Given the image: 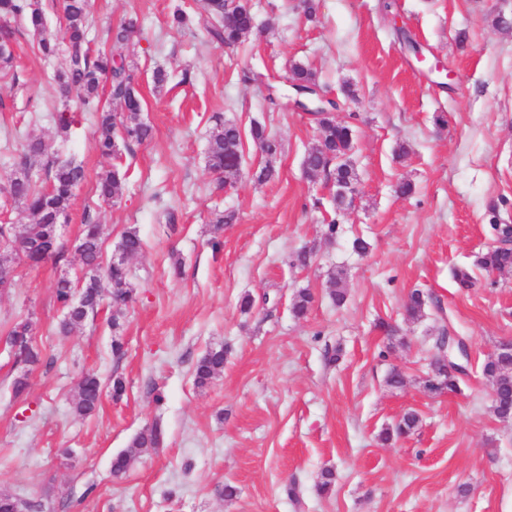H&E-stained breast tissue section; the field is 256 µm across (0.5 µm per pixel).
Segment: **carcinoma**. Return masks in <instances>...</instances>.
<instances>
[{
    "label": "carcinoma",
    "mask_w": 512,
    "mask_h": 512,
    "mask_svg": "<svg viewBox=\"0 0 512 512\" xmlns=\"http://www.w3.org/2000/svg\"><path fill=\"white\" fill-rule=\"evenodd\" d=\"M204 10L215 24L209 29L212 38L226 47L242 41L255 26V18L244 0H203ZM60 22L64 30V43L46 33L45 16L40 0H0V20L3 21V41L8 42L11 31L8 23L22 20L37 36L38 53L47 60L56 62L54 80L62 97L72 94L80 97L83 110L96 114V147L105 158H119L120 149H130L152 137V128L142 121L143 98L140 95L132 70L126 64L125 48L139 26L138 17L123 19L112 29V50L93 52L88 39L90 28L89 0H59ZM291 78L300 87L316 85V76L308 68L295 63L291 66ZM106 93L111 101L121 107L114 112L100 106L101 94ZM317 122V143L304 156L306 173L315 178L321 174L330 175L337 187L345 192L338 194L334 203L343 210L352 205L353 184L357 175L349 160L353 148V129L336 121L332 112H315ZM252 140L262 152L272 157L278 152L279 144L264 126L254 124L250 129ZM49 155V146L40 138L30 136L22 143L18 167L20 172L12 179L10 198L13 203L23 206L33 216V222L15 230L11 224H0V243L4 244L3 254L9 256L16 251L18 239L40 241L37 254H23L18 258L29 266H36L48 260L54 262L64 255V243L60 240L58 224L67 217L74 189L85 180L84 169L67 161L48 162L43 182L33 179L30 174V159ZM242 158V133L237 125L224 122L216 125L210 134L207 148L208 168L223 179L235 177L240 172ZM125 172L118 164L100 173L96 179L95 192L98 197L110 202L120 195ZM491 229L501 245L489 249L477 260V265L488 273H502L512 270V248L507 246L512 238V224H493ZM102 225L91 217L81 224L74 249L81 262L80 275L76 278L60 277L54 285L55 299L63 312L59 323L62 333H69L83 323L104 301L115 307L112 329L120 328L121 307L132 299V271L128 263L102 264ZM117 249L126 258L138 255L143 249V240L138 231L130 228L122 234ZM312 303V294L307 289L299 290L293 299L292 312L300 317L307 313ZM425 299L419 292L409 296L405 310L408 317L422 316ZM7 343L25 371L13 381L14 395L27 393L28 372L44 364L42 351L33 339V324L28 319L20 320L11 327ZM465 344L464 337L457 338L445 333L434 340L433 363L442 375L441 381L448 384V390L459 388L460 377L448 373V348L451 344ZM226 351L224 347L208 349L195 366V381L203 387L210 384L224 371ZM482 372L496 383L498 398L494 401L493 412L499 418L512 415V354H492L483 364ZM102 384L97 376L85 373L78 379V393L74 412L86 417L94 413L100 402ZM418 423V416L406 413L395 425L394 432H385L382 440L391 434L403 436L411 433ZM162 442V433L156 427H146L136 434L129 449L117 454L112 460V472L124 473L136 459V451L143 448H157Z\"/></svg>",
    "instance_id": "obj_1"
}]
</instances>
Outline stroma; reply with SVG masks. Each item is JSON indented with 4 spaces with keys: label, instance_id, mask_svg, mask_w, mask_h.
<instances>
[{
    "label": "stroma",
    "instance_id": "obj_1",
    "mask_svg": "<svg viewBox=\"0 0 512 512\" xmlns=\"http://www.w3.org/2000/svg\"><path fill=\"white\" fill-rule=\"evenodd\" d=\"M248 2L259 28L229 49L211 39L198 0H91L93 49L110 50L109 28L139 17L127 61L140 117L153 128L124 154L122 194L109 203L95 194L112 162L96 148L94 119L77 97H61L54 63L16 24L14 60L0 77V187L26 134L82 165L86 179L62 227L64 258L18 265L0 294V491L43 512H512V419L494 414L482 373L512 339V271L476 266L495 241L492 225L512 224V31L494 24L512 16V0H317L312 16L301 0ZM178 5L194 17L189 30L168 25ZM402 31L418 51L404 47ZM434 62L447 80L430 73ZM295 63L342 101L337 121L357 130L355 199L341 214L332 180L303 168L317 126L288 101ZM159 68L170 76L160 90ZM66 111L80 122L63 132L52 116ZM440 113L446 126L434 122ZM220 120L243 133L241 173L226 184L206 159ZM255 122L277 139L274 158L253 142ZM268 162L275 177L256 181ZM400 181L412 183L411 195L395 194ZM165 208L176 226L160 220ZM217 210L235 221L215 226ZM87 212L103 226L104 261L130 228L144 249L129 261L133 299L120 329L105 305L64 335L54 283L80 268L73 244ZM358 237L367 254L354 251ZM305 247L312 255L300 267ZM455 267L471 269L473 288L459 290ZM304 288L313 303L297 318L291 303ZM415 290L428 301L411 319L404 304ZM247 294L255 306L245 313ZM27 317L47 363L17 398L22 368L5 337ZM445 329L465 337L468 373L458 391L434 395L424 378ZM218 346L227 350L223 373L196 387L197 360ZM395 368L405 376L399 388L386 383ZM87 370L105 383L123 378L126 393L117 401L104 392L84 418L73 402ZM410 411L416 430L382 441ZM154 424L162 445L113 476V457ZM326 469L335 485L323 497L316 484ZM228 484L237 489L230 499Z\"/></svg>",
    "mask_w": 512,
    "mask_h": 512
}]
</instances>
